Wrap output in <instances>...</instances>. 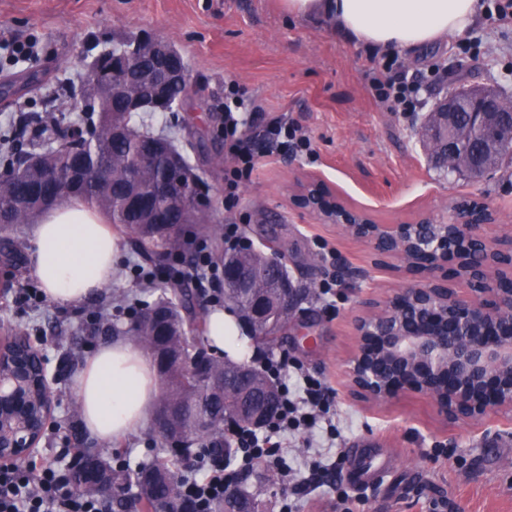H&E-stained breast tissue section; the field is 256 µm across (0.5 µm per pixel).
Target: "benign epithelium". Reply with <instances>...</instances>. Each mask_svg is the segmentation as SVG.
Instances as JSON below:
<instances>
[{
  "label": "benign epithelium",
  "mask_w": 512,
  "mask_h": 512,
  "mask_svg": "<svg viewBox=\"0 0 512 512\" xmlns=\"http://www.w3.org/2000/svg\"><path fill=\"white\" fill-rule=\"evenodd\" d=\"M138 66V56H123L108 77L95 70L90 76L115 89L124 84V72ZM175 82L189 88V73L165 68L152 73L157 107L168 111L179 105L169 93ZM461 112L468 114L465 125L457 123ZM418 135L434 163L484 177L504 152H512V100L485 86L446 95L427 113ZM291 202L319 223L337 224L365 243L376 263L395 259L398 269L417 277L383 302L362 303L345 369L351 395L372 403L404 394L426 397L453 421L512 418V233L487 236L485 227L496 222L493 210L475 201L456 202L439 218L377 224L367 209L338 202L336 191L315 177L300 184ZM224 287L252 296L256 325L268 321L266 300L255 293L247 269L225 262ZM277 288L284 311L291 313V279H279ZM48 363L27 336L13 334L0 345V463L38 450L55 409ZM275 406L267 394L239 402L258 424ZM154 420L164 434L177 422L163 408Z\"/></svg>",
  "instance_id": "7a95c632"
}]
</instances>
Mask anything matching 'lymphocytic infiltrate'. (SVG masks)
Listing matches in <instances>:
<instances>
[{
  "label": "lymphocytic infiltrate",
  "instance_id": "lymphocytic-infiltrate-1",
  "mask_svg": "<svg viewBox=\"0 0 512 512\" xmlns=\"http://www.w3.org/2000/svg\"><path fill=\"white\" fill-rule=\"evenodd\" d=\"M373 87L390 111L412 112L418 106L419 85L408 80L396 59L375 68ZM224 142L230 156L224 169V206L228 209L238 204L239 192L250 181L259 158L290 145L305 153L311 150L310 137L301 125L286 114L266 110L232 80L224 84ZM192 252L191 261L166 269L165 280L176 285L190 279L200 290H217L218 266L212 252L203 244L193 246ZM262 368L279 383L281 408L264 433L237 430L233 437L244 464L271 466L277 462L281 435L330 420L334 394L313 375L291 377L287 355L264 357ZM233 479L223 454L207 451L180 475L179 493L196 512H214L226 483ZM68 480V469L55 460L33 458L0 465V512H102L98 497L72 494Z\"/></svg>",
  "mask_w": 512,
  "mask_h": 512
}]
</instances>
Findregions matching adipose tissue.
<instances>
[{
  "mask_svg": "<svg viewBox=\"0 0 512 512\" xmlns=\"http://www.w3.org/2000/svg\"><path fill=\"white\" fill-rule=\"evenodd\" d=\"M288 14L328 22L371 51L391 53L462 36L479 0H282ZM120 245L98 212L71 198L35 221L30 268L47 297L72 305L95 297L120 269ZM74 392L83 425L97 441L144 427L159 392L152 359L117 337L91 355Z\"/></svg>",
  "mask_w": 512,
  "mask_h": 512,
  "instance_id": "ef3b65f1",
  "label": "adipose tissue"
}]
</instances>
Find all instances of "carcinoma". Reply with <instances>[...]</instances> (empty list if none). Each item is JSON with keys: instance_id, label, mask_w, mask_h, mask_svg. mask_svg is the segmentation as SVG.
Listing matches in <instances>:
<instances>
[{"instance_id": "carcinoma-1", "label": "carcinoma", "mask_w": 512, "mask_h": 512, "mask_svg": "<svg viewBox=\"0 0 512 512\" xmlns=\"http://www.w3.org/2000/svg\"><path fill=\"white\" fill-rule=\"evenodd\" d=\"M131 42L113 47L94 60L92 68L110 69L112 62L120 58ZM36 75H25L3 83L0 100H7L13 89L28 91L38 88ZM81 109V124L63 126L66 116L52 112L24 118L12 128L5 142L15 147L4 155L0 166V205L5 207L3 224L8 230L20 224H29L35 217L51 208L46 195L81 198L89 207L106 214L113 224H120L132 233L140 253L147 257L150 249L176 250L182 246L186 228L205 223L202 213L190 214L177 204L174 195L156 191L159 169L144 165L140 160L149 132L128 128L122 138L112 135V124H129L130 112L120 94H108L86 83ZM81 157L88 162L103 161L108 166L107 177L100 179L89 175L78 181L69 177L74 163ZM54 169L60 180L51 186L43 182V172ZM237 259L251 268L259 291L272 301L279 299L278 289L271 287L273 279L280 275L281 262L261 251L245 248L238 251ZM193 293L186 288L160 290L156 299L144 305L134 316L128 331L143 342L150 354L156 353V344L163 342L148 314L156 309L166 316L178 336L183 338L186 359L204 351L206 337L191 338L186 332L185 314L192 309ZM224 301L234 307L241 318L248 317L251 297L224 289ZM241 366L238 361L224 358L212 367L213 375L196 379L190 370L179 365L161 375L160 403L181 413L179 427L182 438L197 443L202 448H221L223 438L218 436L224 427L227 409L237 406L240 392L233 386H224ZM205 418L209 427H198V418ZM77 463L71 465L70 484L77 494H96L90 484L94 474L113 485L117 494L110 503L115 512H124L130 496L143 502L148 512H188L177 494L175 478L162 460L142 463L134 469L112 466L102 453L93 448H79L74 456ZM218 512H261V503L248 491L237 486L224 495L217 504Z\"/></svg>"}]
</instances>
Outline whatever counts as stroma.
Instances as JSON below:
<instances>
[{
    "label": "stroma",
    "mask_w": 512,
    "mask_h": 512,
    "mask_svg": "<svg viewBox=\"0 0 512 512\" xmlns=\"http://www.w3.org/2000/svg\"><path fill=\"white\" fill-rule=\"evenodd\" d=\"M477 22L462 37L412 54L398 52L408 75L420 85L417 112H392L372 87L368 51L325 22L288 15L281 0H0V35L39 43L28 58H9L0 50V83L39 72L40 90L20 92L0 102V130L23 115L56 111L63 96L80 91L91 62L129 36L153 34L186 57L195 93L177 113L142 112L132 123L173 137L186 149L200 178L198 191L214 231L206 240L216 258L224 256L220 229L239 225L246 242L283 256L299 289L287 326L272 339L252 338L246 326L247 363L266 354L287 353L304 372L320 377L334 393L335 435L295 432L283 439L279 465L243 467L263 512H282L284 483L304 481L307 463L357 464L353 447L367 445L393 458L394 466L375 484L307 490L294 512H512V421L491 418L479 424H452L426 398L407 395L384 403H365L346 388V361L355 338L353 319L364 299H386L411 285L395 260L378 266L369 248L336 225L321 224L293 206L298 180L325 179L348 206L369 208L381 224L415 222L445 214L450 203L477 201L498 212L488 237L512 230V167L481 179L448 176L434 168L416 136L424 113L447 92L462 86H489L512 97V24L490 17L494 0H481ZM234 79L267 110L287 114L313 138L316 160L300 155L261 159L240 204L224 208V81ZM121 249V269L98 298L63 307L52 301H18L37 280L28 263L13 270L0 264V336L21 328L43 343L56 403L38 452L100 446L118 450L131 464L149 460L164 442L154 425L111 443L97 444L80 428L72 380L87 356L109 341L86 326L98 313L126 326L151 300L133 266L157 272L176 262V254L146 258L129 232L113 226ZM287 469V477L276 468Z\"/></svg>",
    "instance_id": "obj_1"
}]
</instances>
